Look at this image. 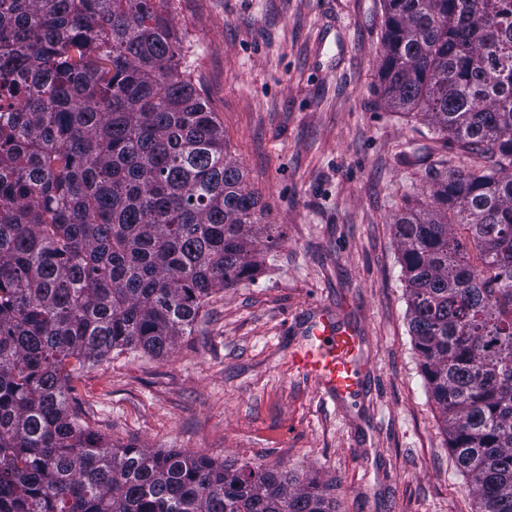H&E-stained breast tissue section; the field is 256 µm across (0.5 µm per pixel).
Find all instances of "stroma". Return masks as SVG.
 <instances>
[{"label":"stroma","instance_id":"obj_1","mask_svg":"<svg viewBox=\"0 0 512 512\" xmlns=\"http://www.w3.org/2000/svg\"><path fill=\"white\" fill-rule=\"evenodd\" d=\"M383 12L382 0H171L196 88L280 240L169 356L127 351L74 373L90 430L282 464L315 475L336 512H473L420 372L393 222L428 189L429 166L489 157L385 107ZM325 312L366 339L365 390L339 406L290 366Z\"/></svg>","mask_w":512,"mask_h":512}]
</instances>
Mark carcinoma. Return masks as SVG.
Instances as JSON below:
<instances>
[{"label": "carcinoma", "instance_id": "obj_1", "mask_svg": "<svg viewBox=\"0 0 512 512\" xmlns=\"http://www.w3.org/2000/svg\"><path fill=\"white\" fill-rule=\"evenodd\" d=\"M167 0H0V512H335L320 481L81 424L71 373L164 357L274 246ZM387 108L492 163L393 223L408 324L477 512H512V0H383Z\"/></svg>", "mask_w": 512, "mask_h": 512}]
</instances>
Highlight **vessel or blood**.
<instances>
[{"label": "vessel or blood", "mask_w": 512, "mask_h": 512, "mask_svg": "<svg viewBox=\"0 0 512 512\" xmlns=\"http://www.w3.org/2000/svg\"><path fill=\"white\" fill-rule=\"evenodd\" d=\"M309 346L292 360L293 367L318 384L322 400L335 403L360 395L364 390V338L350 325L328 314L309 326Z\"/></svg>", "instance_id": "1"}]
</instances>
